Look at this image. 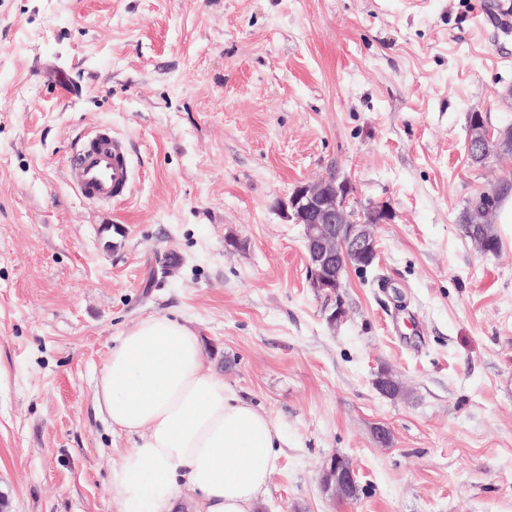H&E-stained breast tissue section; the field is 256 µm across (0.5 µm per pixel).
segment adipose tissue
Returning <instances> with one entry per match:
<instances>
[{
  "mask_svg": "<svg viewBox=\"0 0 512 512\" xmlns=\"http://www.w3.org/2000/svg\"><path fill=\"white\" fill-rule=\"evenodd\" d=\"M94 396L113 429L136 438L111 467L120 512H256L266 497L284 437L205 366L184 323L140 319L112 347Z\"/></svg>",
  "mask_w": 512,
  "mask_h": 512,
  "instance_id": "1",
  "label": "adipose tissue"
}]
</instances>
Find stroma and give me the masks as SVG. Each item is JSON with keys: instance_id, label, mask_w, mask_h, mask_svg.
<instances>
[{"instance_id": "1", "label": "stroma", "mask_w": 512, "mask_h": 512, "mask_svg": "<svg viewBox=\"0 0 512 512\" xmlns=\"http://www.w3.org/2000/svg\"><path fill=\"white\" fill-rule=\"evenodd\" d=\"M511 89L512 0H0V512H117L134 439L94 389L149 315L283 432L259 512H512V224L493 256L459 222L512 182L466 153ZM97 125L132 157L109 206L65 180ZM330 173L395 213L334 328L277 208ZM335 454L355 500L321 490Z\"/></svg>"}]
</instances>
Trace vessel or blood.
Here are the masks:
<instances>
[{"label":"vessel or blood","mask_w":512,"mask_h":512,"mask_svg":"<svg viewBox=\"0 0 512 512\" xmlns=\"http://www.w3.org/2000/svg\"><path fill=\"white\" fill-rule=\"evenodd\" d=\"M65 173L68 185L86 201L109 204L124 198L132 187L126 141L109 128H96L78 140Z\"/></svg>","instance_id":"b4317fda"}]
</instances>
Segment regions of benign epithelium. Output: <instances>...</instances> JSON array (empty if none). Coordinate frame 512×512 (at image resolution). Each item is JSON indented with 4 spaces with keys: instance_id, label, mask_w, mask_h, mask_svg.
Segmentation results:
<instances>
[{
    "instance_id": "7a95c632",
    "label": "benign epithelium",
    "mask_w": 512,
    "mask_h": 512,
    "mask_svg": "<svg viewBox=\"0 0 512 512\" xmlns=\"http://www.w3.org/2000/svg\"><path fill=\"white\" fill-rule=\"evenodd\" d=\"M492 144L511 148L512 134L494 130L480 115H475L468 126L467 154L476 161H484L485 150ZM352 192L348 180L340 181L331 175L316 182L297 184L281 201L284 218L305 226L310 245L309 283L317 294L335 293L341 287L337 274L340 253L336 252V242H341L343 254L349 259L376 255L379 225L390 224L395 218L385 205L369 206L359 213L350 209ZM493 208L492 199L475 203L467 213V223H491ZM321 486L323 492L334 499L353 500L358 495L357 471L345 458L334 456L324 467Z\"/></svg>"
}]
</instances>
